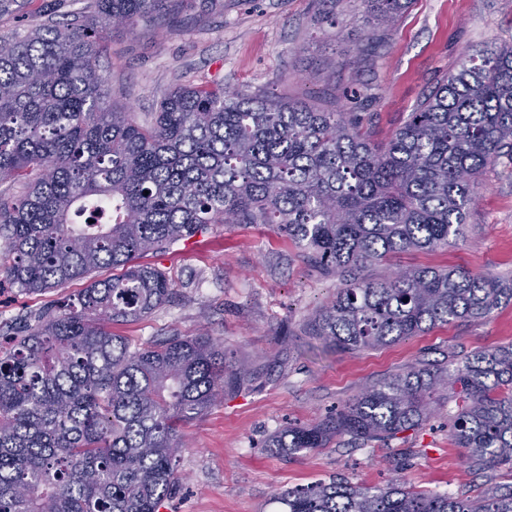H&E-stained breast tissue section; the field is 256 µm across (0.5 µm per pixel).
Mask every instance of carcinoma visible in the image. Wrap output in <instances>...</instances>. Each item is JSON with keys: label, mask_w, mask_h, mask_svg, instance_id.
<instances>
[{"label": "carcinoma", "mask_w": 512, "mask_h": 512, "mask_svg": "<svg viewBox=\"0 0 512 512\" xmlns=\"http://www.w3.org/2000/svg\"><path fill=\"white\" fill-rule=\"evenodd\" d=\"M196 0H90L69 23L48 18L0 36V283L28 293L93 280L24 334L0 332V512H158L180 485L183 428L245 381L207 335L134 344L109 330L169 301L164 272L132 265L212 224H274L298 256L339 279L307 320L325 346L352 354L438 324L479 321L512 303V278L411 267L381 279L390 255L463 237L483 170L512 157V43L481 48L436 82L389 140L359 112L274 93L178 86L150 119L111 104L100 34L145 22L172 28ZM383 40L411 0H364ZM149 194H144V191ZM475 470L512 475V345L418 361L362 389L336 413L270 435L282 456L335 438L385 441L441 415ZM282 512H512V486L476 497L402 478L367 487L332 479L278 492Z\"/></svg>", "instance_id": "obj_1"}]
</instances>
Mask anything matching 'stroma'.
<instances>
[{
    "instance_id": "stroma-1",
    "label": "stroma",
    "mask_w": 512,
    "mask_h": 512,
    "mask_svg": "<svg viewBox=\"0 0 512 512\" xmlns=\"http://www.w3.org/2000/svg\"><path fill=\"white\" fill-rule=\"evenodd\" d=\"M362 0H224L223 11L180 13L172 32L140 26L102 34L101 70L109 101L138 117L173 88L205 81L254 94L271 91L325 109L357 93L361 110L383 139L416 109L465 55L512 42V0H414L388 43L361 51ZM160 269L176 294L170 303L111 330L137 344L179 334L221 339L230 363L250 381L184 429L183 476L167 512H280L281 489L335 476L380 486L401 476L441 493L478 495L512 484L504 470L469 469L443 421L357 446L341 438L285 458L265 446L291 424H307L342 407L366 385L418 359L463 357L512 344V304L482 321L459 320L420 336L359 354L324 346L305 329L307 316L340 286L299 257L271 224L212 225L139 258ZM414 266L512 276V158L488 166L456 245L392 255L373 277ZM85 281L40 293L0 286V327L75 298Z\"/></svg>"
}]
</instances>
